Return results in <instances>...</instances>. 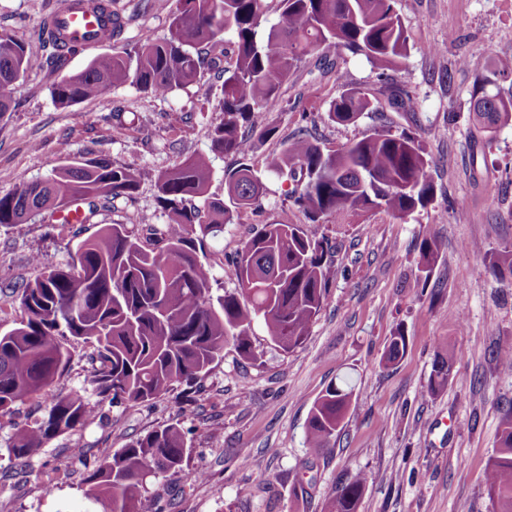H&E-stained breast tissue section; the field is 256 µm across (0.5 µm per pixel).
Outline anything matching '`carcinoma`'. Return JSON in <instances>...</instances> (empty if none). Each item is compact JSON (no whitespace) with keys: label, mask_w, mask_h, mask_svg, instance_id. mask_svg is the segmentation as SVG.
Instances as JSON below:
<instances>
[{"label":"carcinoma","mask_w":512,"mask_h":512,"mask_svg":"<svg viewBox=\"0 0 512 512\" xmlns=\"http://www.w3.org/2000/svg\"><path fill=\"white\" fill-rule=\"evenodd\" d=\"M280 20L263 37L258 28L264 0H173L168 35L134 51L97 56L78 73L62 78L51 91L60 108L72 107L131 81L142 90L167 95L196 83L206 72L220 81L224 121L208 132L210 150L231 159L224 168L229 203L208 196L210 159L189 158L157 179L159 206L170 222L159 230L161 246L144 249L126 224H105L79 242L65 266L31 262L39 275L17 295L19 322L0 332V415L39 399L46 413L16 430L11 451L27 458L61 433L96 420L106 400L148 402L179 385H197L233 345L248 360L258 358L250 331L263 323L267 336L285 352L303 344L327 292L329 240L311 238L294 224H264L245 243L233 263L235 288L218 293L212 267L200 259L207 241L224 234L238 212L252 207L263 187L250 157L255 140L274 136L257 128L254 115L275 109L282 85L310 54H321L323 73L332 71L330 53L363 55L385 76L403 68L408 35L396 0H278ZM232 38H226V35ZM37 39L47 52L29 55L22 42L0 34V86L14 83L37 67L53 68L64 49L42 26ZM224 44L216 55L214 49ZM512 78V63L499 62L478 75L471 90L475 126L490 135L512 122V98L495 91ZM389 107L415 111L412 94L391 84L382 90ZM380 100L357 88L332 99L326 119L351 124L379 110ZM420 138L406 132L373 130L339 149L294 137L266 160L268 173L294 182L293 204L314 222L327 215L383 209L405 217L426 207L435 185L428 174ZM136 171L103 158L71 161L50 176L23 181L0 196V227L52 216L73 200L86 204L91 221L112 200L131 196ZM422 269L436 261L440 245L427 232L420 247ZM488 275L512 277V247L485 266ZM74 341L96 354L87 385L98 401L53 390L71 359ZM407 348L402 331L390 337L385 361H399ZM450 365L438 358L428 379L430 393L444 387ZM353 396L349 383L329 386L314 403L307 425L309 447L324 451L336 441ZM188 467V448L176 424L153 430L104 459L87 474L86 498L101 512H142L146 478L179 474ZM484 480L495 512H512V411L503 417L497 453ZM366 487L359 474L336 488L328 512H357Z\"/></svg>","instance_id":"carcinoma-1"}]
</instances>
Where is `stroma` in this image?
I'll return each instance as SVG.
<instances>
[{
    "label": "stroma",
    "instance_id": "1",
    "mask_svg": "<svg viewBox=\"0 0 512 512\" xmlns=\"http://www.w3.org/2000/svg\"><path fill=\"white\" fill-rule=\"evenodd\" d=\"M55 0H0V33L42 55L34 33ZM126 24L118 39L82 49L54 71L33 69L10 92L0 115V195L20 181L36 180L66 158L106 157L140 173L132 198L116 199L78 231L38 220L0 228V331L19 320L17 288L45 263L66 265L80 238L103 224H135L168 216L157 203L158 174L209 151L208 129L224 115L208 78L164 97L126 83L67 109L56 107L51 89L90 59L133 50L168 33L169 15L157 0H112ZM409 36L404 68L390 81L419 100L414 112L385 109L342 125L311 121L342 84L376 95L384 87L360 55L337 57V72L320 76L306 60L282 88L280 108L259 111L256 123L275 135L257 144L252 162L263 182L255 206L240 211L205 260L221 288H234L232 261L256 228L294 224L335 247L326 299L303 345L279 349L261 324L252 342L257 361L225 348L193 404L180 391L142 404H105L92 425L53 438L17 465L9 452L15 430L45 412L30 400L0 417V512H86L84 478L97 460L133 439L179 424L189 448L190 470L201 481L162 474L148 478L143 512H327L341 482L362 474L367 486L358 512H494L484 472L495 456L504 414L512 409V367L498 351L512 348V278L496 279L485 265L512 246V126L498 128L491 144L476 137L470 94L477 72L512 58V0H397ZM469 60L460 68V60ZM125 129L114 134L112 112ZM421 136L436 186L433 200L405 217L382 210L311 222L289 198L291 180L266 173L264 160L298 132L341 147L375 129ZM484 164L471 167L472 155ZM465 206L458 217L457 206ZM433 230L440 256L420 273V245ZM426 286H418V278ZM404 330L408 346L395 364L385 363L387 342ZM452 362L450 380L428 393L438 355ZM354 387L335 445L315 452L306 445L311 408L340 380ZM86 449L84 460L74 449ZM63 477L45 493L49 469Z\"/></svg>",
    "mask_w": 512,
    "mask_h": 512
}]
</instances>
